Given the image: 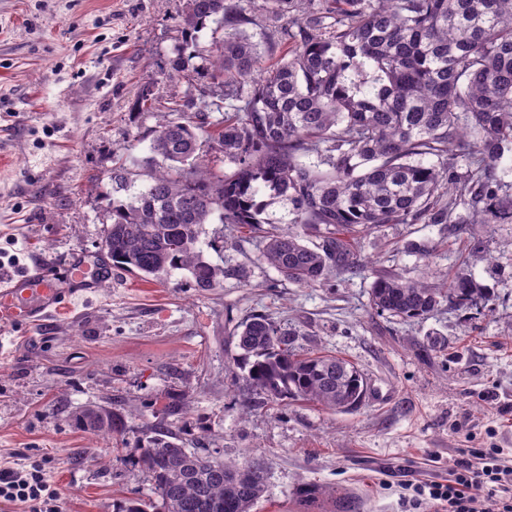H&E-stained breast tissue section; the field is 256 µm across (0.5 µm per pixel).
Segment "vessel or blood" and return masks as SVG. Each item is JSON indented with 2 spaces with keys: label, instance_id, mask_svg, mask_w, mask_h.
I'll list each match as a JSON object with an SVG mask.
<instances>
[{
  "label": "vessel or blood",
  "instance_id": "obj_1",
  "mask_svg": "<svg viewBox=\"0 0 512 512\" xmlns=\"http://www.w3.org/2000/svg\"><path fill=\"white\" fill-rule=\"evenodd\" d=\"M85 259L73 257L64 269L41 261L24 273L0 281V326L33 327L66 313L71 296L68 284L85 282Z\"/></svg>",
  "mask_w": 512,
  "mask_h": 512
}]
</instances>
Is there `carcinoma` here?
I'll return each instance as SVG.
<instances>
[{
  "label": "carcinoma",
  "mask_w": 512,
  "mask_h": 512,
  "mask_svg": "<svg viewBox=\"0 0 512 512\" xmlns=\"http://www.w3.org/2000/svg\"><path fill=\"white\" fill-rule=\"evenodd\" d=\"M286 19L287 46L268 65L245 0H186L182 32L213 23L210 46L185 43L177 73L208 56L228 111L203 140L207 112L175 98L162 103L152 83L136 108L159 121L143 173L112 172L114 191L104 244L112 266L158 279L176 270L205 291L224 280L206 261L203 226L247 227L261 258L298 285L325 282L354 267L343 235L382 224L512 222V192L497 174L512 153V0H265ZM211 154L217 163L205 164ZM316 156L312 162L309 157ZM235 169L224 172L223 163ZM463 167L462 175L455 168ZM146 184L139 186L140 177ZM322 239L311 247L303 236ZM486 295L465 274L442 284L375 276L373 306L404 320L424 319L443 302L476 306ZM237 334L236 384L271 401H309L336 412L363 403L357 368L333 355L295 353V334L253 313ZM78 429L110 436L124 418L103 404L69 416ZM165 423L140 441L138 465L156 499L136 495L116 512H251L263 497L266 464L196 456L170 441Z\"/></svg>",
  "instance_id": "cac0c4a2"
}]
</instances>
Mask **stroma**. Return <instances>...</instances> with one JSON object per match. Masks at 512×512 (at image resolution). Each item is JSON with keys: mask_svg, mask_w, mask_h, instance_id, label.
<instances>
[{"mask_svg": "<svg viewBox=\"0 0 512 512\" xmlns=\"http://www.w3.org/2000/svg\"><path fill=\"white\" fill-rule=\"evenodd\" d=\"M185 0H0V278L34 261H106L112 171L140 170L156 114L134 111L145 82L158 100L208 101V58L169 78ZM206 260L216 288L115 270L77 287L73 312L42 327L0 328V463L47 456L62 512H114L149 493L136 461L158 420L155 399L181 396L170 420L185 447L267 463L252 512H405L408 484L442 479L462 448H512V223L387 224L355 233V269L316 286L260 258L258 238L213 221ZM469 273L487 301L442 304L402 320L369 301L374 273L438 282ZM268 315L298 353L331 352L363 373L354 412L306 401L250 404L234 382L238 324ZM111 400L126 431L76 429L69 415ZM332 489L309 501L301 491Z\"/></svg>", "mask_w": 512, "mask_h": 512, "instance_id": "stroma-1", "label": "stroma"}]
</instances>
